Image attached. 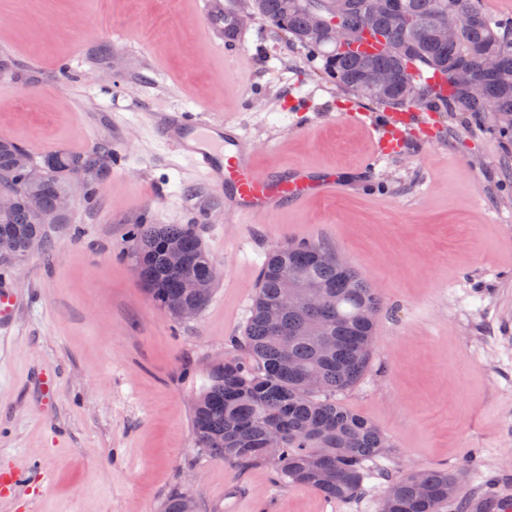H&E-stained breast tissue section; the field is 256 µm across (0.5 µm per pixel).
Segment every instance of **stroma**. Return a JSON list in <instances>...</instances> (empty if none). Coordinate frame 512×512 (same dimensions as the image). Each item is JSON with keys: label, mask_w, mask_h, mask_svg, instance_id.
Returning <instances> with one entry per match:
<instances>
[{"label": "stroma", "mask_w": 512, "mask_h": 512, "mask_svg": "<svg viewBox=\"0 0 512 512\" xmlns=\"http://www.w3.org/2000/svg\"><path fill=\"white\" fill-rule=\"evenodd\" d=\"M209 0H0V139L35 157L114 153L94 203H72L47 250L10 269L19 308L0 332V512H378L387 474L462 471L512 497V144L434 113L393 145L345 120L380 105L337 87L323 58L263 20L226 42ZM235 121L258 169L306 165L336 190L237 223L149 116ZM189 224L218 270L192 318L160 310L130 257L136 224ZM319 243L381 301L372 366L339 395L388 438L365 494L331 500L196 447L204 377L242 339L267 254ZM57 374L51 413L36 394ZM481 467H467L471 455ZM19 469L24 481L6 485Z\"/></svg>", "instance_id": "stroma-1"}]
</instances>
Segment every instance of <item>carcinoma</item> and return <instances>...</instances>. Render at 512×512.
<instances>
[{"instance_id": "1", "label": "carcinoma", "mask_w": 512, "mask_h": 512, "mask_svg": "<svg viewBox=\"0 0 512 512\" xmlns=\"http://www.w3.org/2000/svg\"><path fill=\"white\" fill-rule=\"evenodd\" d=\"M331 0H250L252 9L270 29L312 53L324 54L336 85L357 96L395 109L430 106L439 101L446 112H463L481 125L512 139V18L493 15L481 0H397L384 6L375 20L382 42L369 52L339 49L332 32L317 41L307 35L309 10L330 9ZM340 24L350 41L362 39L370 0H345ZM473 11L478 20L456 40L440 43L432 30L443 14ZM411 78L415 99L398 92L382 94L366 80L375 71ZM468 72L482 87L474 94L454 81ZM34 156L9 140L0 139V190L19 198L8 214L0 215V237L11 249L0 252L5 269L26 256L30 242H49L46 225L28 208L33 193L42 211L50 213L56 198L79 173L89 188L107 173L112 152L94 147L80 154L45 156L48 178L28 183L17 167L19 155ZM133 259L152 301L177 315L184 303L208 302L216 276L211 259L192 227L183 224H138L132 234ZM182 246L184 265L169 267L164 246ZM314 286L324 294L314 305L297 310L273 325L268 311L283 295L284 275ZM188 279L205 283L198 299L184 287ZM381 302L368 280L343 263L338 254L314 243H288L267 256L257 285L243 340L236 351L213 364L207 383L198 392L192 413L195 445L214 458L237 466L265 464L282 485L313 487L329 499L354 500L364 490L367 463L386 456L387 440L369 419L341 405L336 396L353 388L372 362L373 331ZM310 372L318 373L316 390L304 386ZM282 431L278 453L262 447L266 431ZM160 512H186V496L171 494ZM380 512H500L487 491L460 494L459 475L442 468L412 469L389 481Z\"/></svg>"}]
</instances>
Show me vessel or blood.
<instances>
[{"mask_svg":"<svg viewBox=\"0 0 512 512\" xmlns=\"http://www.w3.org/2000/svg\"><path fill=\"white\" fill-rule=\"evenodd\" d=\"M150 122L193 161L207 183L223 192L224 208L231 216L269 215L285 202L320 195L336 185L334 173L315 178L301 166L286 174L257 171L237 126L178 109L151 117Z\"/></svg>","mask_w":512,"mask_h":512,"instance_id":"1","label":"vessel or blood"}]
</instances>
